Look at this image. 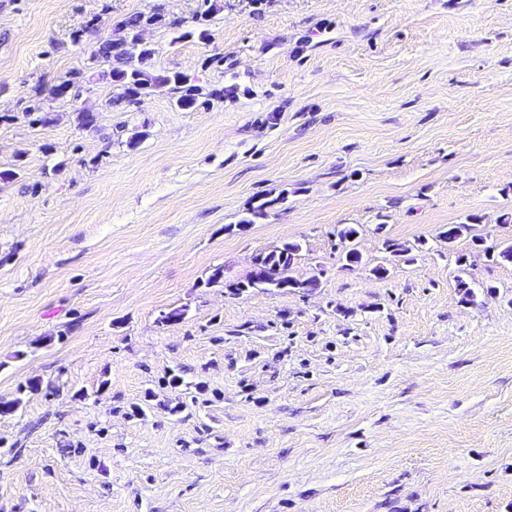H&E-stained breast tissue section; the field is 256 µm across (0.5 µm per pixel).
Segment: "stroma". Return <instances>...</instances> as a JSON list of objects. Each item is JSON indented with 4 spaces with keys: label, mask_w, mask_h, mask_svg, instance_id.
<instances>
[{
    "label": "stroma",
    "mask_w": 512,
    "mask_h": 512,
    "mask_svg": "<svg viewBox=\"0 0 512 512\" xmlns=\"http://www.w3.org/2000/svg\"><path fill=\"white\" fill-rule=\"evenodd\" d=\"M221 2L206 42L198 0H0V512H512V262L472 241L512 243V0ZM136 13L234 97L94 78L30 124ZM287 242L314 290L208 284ZM221 7L218 0H201L199 10L191 17V21L179 20L170 24V27L176 29V32L179 34L176 36V39L197 35L202 41H210L212 33L208 27L207 21L211 19L213 15L219 13ZM83 83L80 72L69 75L67 78L59 80L56 84L51 85L47 89L37 88L32 105L28 106L26 112L40 113L44 112V103L47 100H61L70 96L72 90L81 88ZM358 234L359 230L352 225L345 226L339 230L337 229L336 236L339 238L340 242L344 244L345 251L342 258L345 261L344 265L357 267L362 264V256L360 253L355 248L350 247L351 242L354 241ZM454 257V263L457 266V274L454 276L455 288H457L459 293H462L465 302L474 303L475 294L467 278L468 259L464 255H456Z\"/></svg>",
    "instance_id": "obj_1"
}]
</instances>
